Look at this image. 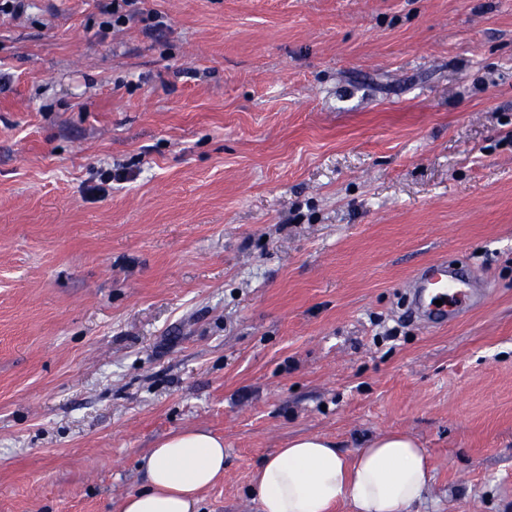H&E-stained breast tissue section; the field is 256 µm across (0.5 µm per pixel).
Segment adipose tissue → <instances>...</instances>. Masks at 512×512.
Wrapping results in <instances>:
<instances>
[{
  "label": "adipose tissue",
  "instance_id": "1",
  "mask_svg": "<svg viewBox=\"0 0 512 512\" xmlns=\"http://www.w3.org/2000/svg\"><path fill=\"white\" fill-rule=\"evenodd\" d=\"M144 487L119 512H198L201 493L224 475V441L203 428L160 439L141 463ZM430 487L425 448L404 430L370 437L346 453L317 434L289 440L255 471L250 492L260 512H411Z\"/></svg>",
  "mask_w": 512,
  "mask_h": 512
}]
</instances>
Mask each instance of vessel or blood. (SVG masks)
Here are the masks:
<instances>
[{
    "mask_svg": "<svg viewBox=\"0 0 512 512\" xmlns=\"http://www.w3.org/2000/svg\"><path fill=\"white\" fill-rule=\"evenodd\" d=\"M412 314L428 327H444L480 305L488 291L462 269L437 257L419 266L406 284Z\"/></svg>",
    "mask_w": 512,
    "mask_h": 512,
    "instance_id": "vessel-or-blood-1",
    "label": "vessel or blood"
}]
</instances>
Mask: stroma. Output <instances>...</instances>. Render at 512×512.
Masks as SVG:
<instances>
[{"mask_svg":"<svg viewBox=\"0 0 512 512\" xmlns=\"http://www.w3.org/2000/svg\"><path fill=\"white\" fill-rule=\"evenodd\" d=\"M143 8L0 18V512H110L190 427L200 512H259L291 437L390 430L413 512H512V0ZM439 255L491 285L430 329ZM112 1V0H111ZM141 0H113L102 8V14L106 20L102 21L104 29L124 25L142 15L138 3Z\"/></svg>","mask_w":512,"mask_h":512,"instance_id":"1","label":"stroma"}]
</instances>
